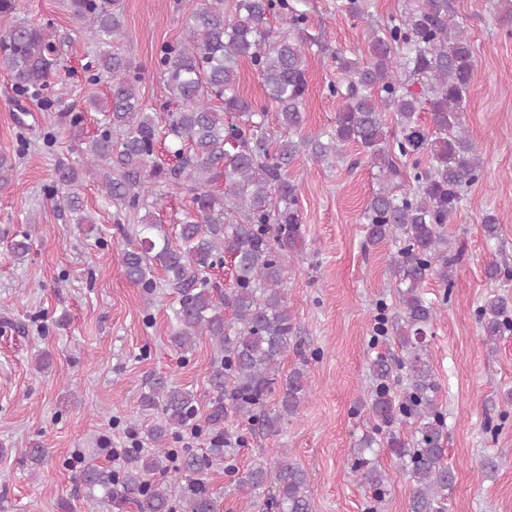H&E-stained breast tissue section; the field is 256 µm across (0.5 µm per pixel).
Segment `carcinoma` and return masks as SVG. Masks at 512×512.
Wrapping results in <instances>:
<instances>
[{"label": "carcinoma", "mask_w": 512, "mask_h": 512, "mask_svg": "<svg viewBox=\"0 0 512 512\" xmlns=\"http://www.w3.org/2000/svg\"><path fill=\"white\" fill-rule=\"evenodd\" d=\"M115 0H67L78 25L98 50L86 63L89 81L108 80L106 101L86 104L102 114L95 130L77 139L80 166L60 162L45 195L76 224H90L78 192L94 176L104 197L126 220L139 218L135 240H126L121 263L126 279L151 295L166 288L173 298L171 345L180 356L205 336L215 349L207 376L212 435L204 453H178L169 435L197 422L194 391L154 375L140 388L141 413L155 416L145 430L152 444L115 469L90 456L76 478L88 499L103 507L136 512H219L205 480L215 465L233 466L236 437L224 428L235 417L263 435L281 431L297 413L310 387L306 374L282 373L296 326L283 288L288 264L304 240L297 187L287 176L299 157L333 165L353 144L377 169L378 189L365 208L366 241L398 244L388 260L398 303L376 304L374 339H395L404 355L394 364L371 360L373 380L362 401L372 432L362 436L352 464L359 482L380 500L391 478L373 457L377 435L414 482L409 512H444L455 471L444 448L445 418L436 403L438 384L425 351L436 304L423 293L435 275L453 286L458 258L448 256L443 225L458 211L464 187L478 182L483 160L464 130V109L475 60L464 30L448 20V0H418L368 38L365 61L335 55L339 81L328 86L341 102L333 129L305 131L307 59L312 40L308 13L297 0H194L185 32L160 47L155 69L167 91L162 111L150 112L140 97V72L119 48L123 33ZM278 26H272V22ZM248 61L265 100L239 93L238 67ZM62 62L51 22L18 16L17 0H0V72L18 98L44 109L60 106L49 92ZM418 90H413V87ZM427 104L432 127L419 121ZM395 116L396 130L384 113ZM175 164L155 162L160 140ZM161 188L187 189L193 208L169 235L153 222ZM31 250L26 228L9 251ZM233 264L223 284L212 271ZM490 340L512 333V303L492 291L478 309ZM415 428L409 442L403 428ZM258 512H311L305 470L288 459L258 461L237 481Z\"/></svg>", "instance_id": "1"}]
</instances>
